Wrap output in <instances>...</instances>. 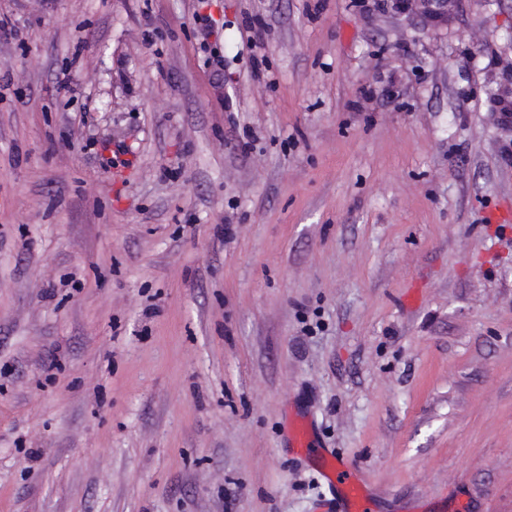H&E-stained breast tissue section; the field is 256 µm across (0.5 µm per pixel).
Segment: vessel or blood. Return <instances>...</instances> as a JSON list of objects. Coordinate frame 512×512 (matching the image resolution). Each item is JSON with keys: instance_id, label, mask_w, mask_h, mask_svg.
Masks as SVG:
<instances>
[{"instance_id": "obj_1", "label": "vessel or blood", "mask_w": 512, "mask_h": 512, "mask_svg": "<svg viewBox=\"0 0 512 512\" xmlns=\"http://www.w3.org/2000/svg\"><path fill=\"white\" fill-rule=\"evenodd\" d=\"M290 446L300 456H313L320 462L319 475L331 498L321 503L318 512H374L379 495L371 490L347 460L334 450L317 447L308 421L296 419L290 424Z\"/></svg>"}]
</instances>
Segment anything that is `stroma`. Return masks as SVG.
I'll return each instance as SVG.
<instances>
[{
    "label": "stroma",
    "mask_w": 512,
    "mask_h": 512,
    "mask_svg": "<svg viewBox=\"0 0 512 512\" xmlns=\"http://www.w3.org/2000/svg\"><path fill=\"white\" fill-rule=\"evenodd\" d=\"M0 17V512H512V0ZM390 2L397 12L414 11L427 22L444 24L448 22L450 7L458 0H378ZM290 447L300 456H314L321 462L319 476L327 485L332 498L320 504L317 512H373L380 495L371 490L347 460L336 456L332 449L317 448L311 424L302 419L290 423Z\"/></svg>",
    "instance_id": "1"
}]
</instances>
